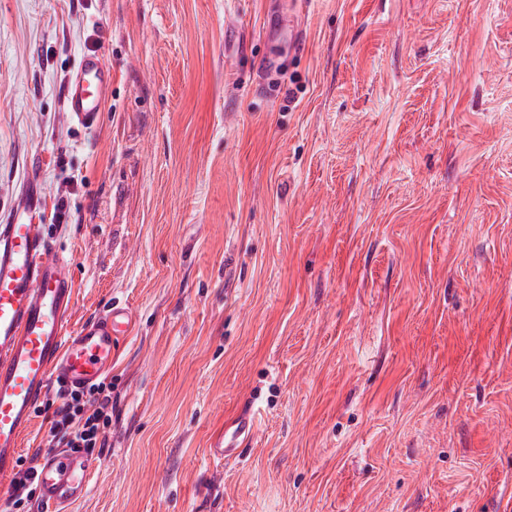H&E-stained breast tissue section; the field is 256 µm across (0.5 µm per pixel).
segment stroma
Instances as JSON below:
<instances>
[{
	"mask_svg": "<svg viewBox=\"0 0 512 512\" xmlns=\"http://www.w3.org/2000/svg\"><path fill=\"white\" fill-rule=\"evenodd\" d=\"M30 186L68 329L134 315L69 512H512V0H0ZM111 89L112 67L96 54L83 55L66 88V112L70 120L88 132L95 131L102 104ZM243 425L239 431L234 432L230 438L226 437V433H221L217 436L213 448H210L211 453L215 456L230 457L237 453V450L242 444L250 437V419L247 416L241 418Z\"/></svg>",
	"mask_w": 512,
	"mask_h": 512,
	"instance_id": "obj_1",
	"label": "stroma"
}]
</instances>
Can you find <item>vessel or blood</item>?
<instances>
[{
    "instance_id": "1",
    "label": "vessel or blood",
    "mask_w": 512,
    "mask_h": 512,
    "mask_svg": "<svg viewBox=\"0 0 512 512\" xmlns=\"http://www.w3.org/2000/svg\"><path fill=\"white\" fill-rule=\"evenodd\" d=\"M111 89V66L98 55H84L66 88L70 120L95 131ZM40 208V192L27 188L13 222L0 225L1 478L13 475L23 434L51 389L85 388L99 381L112 365L120 337L132 328L129 308L114 303L77 331H67L74 301L70 263L36 224ZM250 435L246 424L232 435H218L213 455H235ZM92 466L80 448L43 453L35 471L41 512H65L84 498Z\"/></svg>"
}]
</instances>
